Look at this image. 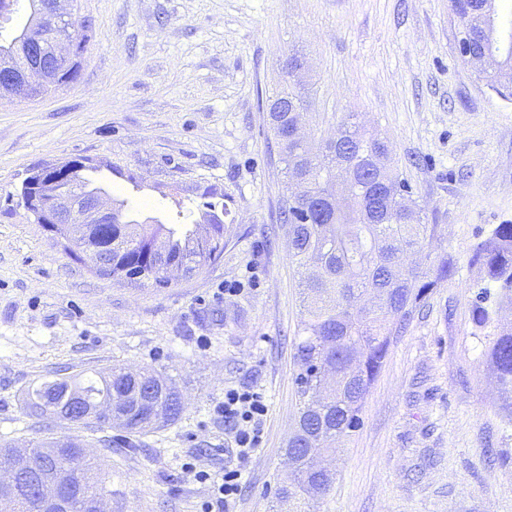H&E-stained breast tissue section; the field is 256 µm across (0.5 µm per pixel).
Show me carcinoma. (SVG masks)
I'll return each mask as SVG.
<instances>
[{"mask_svg": "<svg viewBox=\"0 0 512 512\" xmlns=\"http://www.w3.org/2000/svg\"><path fill=\"white\" fill-rule=\"evenodd\" d=\"M456 11L484 46L498 45L494 37V0H451ZM83 42L76 44L70 64L62 69L56 87L74 82L79 73ZM16 68L28 61L26 41L20 34L0 41V59ZM492 88L512 84V67L482 75ZM294 112H271L269 123L280 148L288 178L302 186V202L282 208L289 225L290 250L298 268L307 271L301 288L306 316L299 329L296 384L300 399L297 428L288 449L298 450L300 462L288 482L275 490V500L288 502L290 512H308L312 500L323 498L334 483L331 472L316 466V458L335 449L336 441L360 426V413L368 388L386 356L394 322L408 320L417 306L441 281L453 278L459 260L446 253L427 269L407 266L401 254L421 248L439 231L437 224L422 222L410 198L405 179L389 163L387 142L366 132L358 116L347 114L336 135L323 150L313 153L286 138L285 127ZM97 166L79 159L70 193L81 195L93 186ZM202 194V217L210 226L204 237L188 230L182 234L163 224H141L128 218L124 203L114 204L122 223L112 225V278L141 287L136 271L157 261L156 238L167 239L165 261L202 273L224 252L226 208ZM487 282L512 291V223L498 224L491 236L478 243L468 258ZM490 356L502 390L512 393V329L494 334ZM94 402H108L125 394L128 405L112 417H74L78 426L112 424L129 434L143 433L180 418L184 405L172 383L162 374L145 369L130 377L113 367L106 376L44 381L26 391L29 415L42 417L65 406L72 392ZM26 461L32 473L23 475L12 490L0 487V498H10L17 512H44L32 485L33 474L52 477L67 472L68 512H95L105 491L91 481L96 463L86 458L80 443L39 442L29 448Z\"/></svg>", "mask_w": 512, "mask_h": 512, "instance_id": "obj_1", "label": "carcinoma"}]
</instances>
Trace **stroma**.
<instances>
[{
    "instance_id": "35a3bbf8",
    "label": "stroma",
    "mask_w": 512,
    "mask_h": 512,
    "mask_svg": "<svg viewBox=\"0 0 512 512\" xmlns=\"http://www.w3.org/2000/svg\"><path fill=\"white\" fill-rule=\"evenodd\" d=\"M90 24L79 78L0 102V439L112 443L97 478L112 512H199L208 485L183 470H237L231 512H268L298 416L301 274L281 208L290 187L267 99L289 55L306 63L313 144L350 112L399 161L440 233L417 263L460 261L390 338L360 413L332 456L314 512H512V394L489 336L512 327V293L467 263L512 222V98L459 50L449 0H77ZM93 159L97 185L138 222H177L203 192L229 210L224 252L168 288L131 287L76 263L36 223L20 188L30 167ZM486 300H479L482 287ZM491 321L477 327L476 306ZM120 364L167 375L186 402L142 434L28 416L36 382ZM263 393L261 445L241 457L215 407Z\"/></svg>"
}]
</instances>
